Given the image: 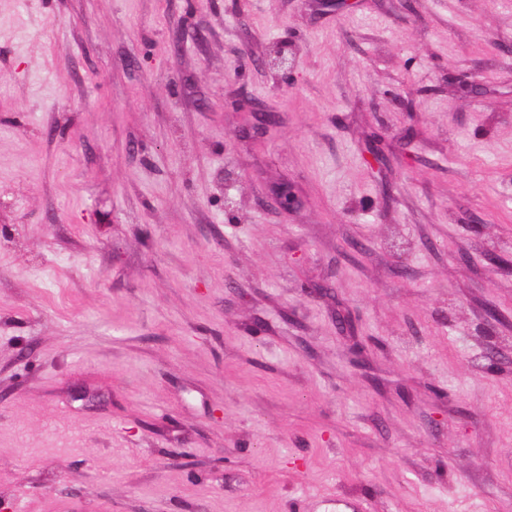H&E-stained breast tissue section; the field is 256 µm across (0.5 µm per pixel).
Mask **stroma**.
Segmentation results:
<instances>
[{"label": "stroma", "mask_w": 512, "mask_h": 512, "mask_svg": "<svg viewBox=\"0 0 512 512\" xmlns=\"http://www.w3.org/2000/svg\"><path fill=\"white\" fill-rule=\"evenodd\" d=\"M349 497L512 512V0H0V512ZM238 109L250 114L251 117L239 131V137L244 140L262 141L279 123V115L276 112H260L252 102L241 101L238 103ZM336 324L342 335L348 336L352 341V344L349 347L351 354L350 363L356 367H362L364 364L365 350L356 339L355 320L350 315H343L338 317Z\"/></svg>", "instance_id": "1"}]
</instances>
